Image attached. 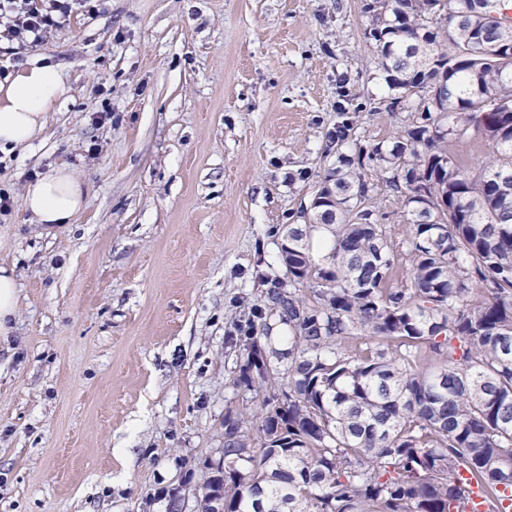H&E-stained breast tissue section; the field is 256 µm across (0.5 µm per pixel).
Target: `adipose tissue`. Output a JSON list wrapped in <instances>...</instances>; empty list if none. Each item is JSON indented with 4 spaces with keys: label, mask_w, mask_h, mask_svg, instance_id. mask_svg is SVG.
Masks as SVG:
<instances>
[{
    "label": "adipose tissue",
    "mask_w": 512,
    "mask_h": 512,
    "mask_svg": "<svg viewBox=\"0 0 512 512\" xmlns=\"http://www.w3.org/2000/svg\"><path fill=\"white\" fill-rule=\"evenodd\" d=\"M70 94L65 74L34 58L0 82V151L27 147L44 130L48 112ZM83 180L65 166L48 165L22 195V205L35 224H68L84 208Z\"/></svg>",
    "instance_id": "adipose-tissue-1"
}]
</instances>
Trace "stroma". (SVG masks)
Masks as SVG:
<instances>
[{"label":"stroma","mask_w":512,"mask_h":512,"mask_svg":"<svg viewBox=\"0 0 512 512\" xmlns=\"http://www.w3.org/2000/svg\"><path fill=\"white\" fill-rule=\"evenodd\" d=\"M363 4L98 0L34 47L71 93L0 153V263L20 291L0 344V512H167L202 483L226 408L251 405L224 338L284 276L276 231L330 164L338 94L389 93ZM408 123L364 112L355 136ZM51 164L88 193L46 235L21 195Z\"/></svg>","instance_id":"stroma-1"}]
</instances>
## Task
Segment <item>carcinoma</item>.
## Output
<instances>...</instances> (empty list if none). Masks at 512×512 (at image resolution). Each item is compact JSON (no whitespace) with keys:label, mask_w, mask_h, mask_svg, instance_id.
Listing matches in <instances>:
<instances>
[{"label":"carcinoma","mask_w":512,"mask_h":512,"mask_svg":"<svg viewBox=\"0 0 512 512\" xmlns=\"http://www.w3.org/2000/svg\"><path fill=\"white\" fill-rule=\"evenodd\" d=\"M495 4L363 5L391 94L352 112L412 120L355 158L354 117L336 126L320 203L281 232L288 282L229 340L234 385L261 401L225 411L195 512H466L462 470L512 512V23ZM462 139L493 153L467 169L449 148ZM380 188L410 226L397 286ZM315 233L331 241L320 258ZM271 318L288 335H257Z\"/></svg>","instance_id":"carcinoma-1"}]
</instances>
